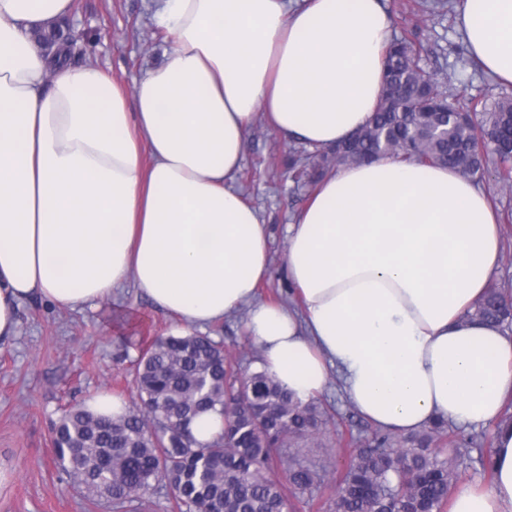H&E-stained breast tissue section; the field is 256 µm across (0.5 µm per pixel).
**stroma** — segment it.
Returning a JSON list of instances; mask_svg holds the SVG:
<instances>
[{
    "label": "stroma",
    "mask_w": 512,
    "mask_h": 512,
    "mask_svg": "<svg viewBox=\"0 0 512 512\" xmlns=\"http://www.w3.org/2000/svg\"><path fill=\"white\" fill-rule=\"evenodd\" d=\"M156 0H73L70 23L85 44L82 62L110 70L125 89L160 61L167 35L152 18ZM432 0H384L392 33L422 42L429 49L426 73L452 92L491 102L512 94L481 69L467 64L455 6L442 15L429 11ZM295 149L264 122L248 132L245 157L235 179L237 190L260 211L271 237L270 276L257 290L260 303L295 310L299 301L285 265L286 227L307 199L298 187L288 156ZM16 337L0 344V512H112L83 498L57 468L52 433L61 409L84 403L100 391L131 401L135 362L141 349L158 336L178 333L176 322L134 286L112 299L80 310L59 308L43 298L26 302ZM239 311L208 326L243 370H258L257 344ZM331 415L321 448H305L310 464L331 458L337 470L348 462V440L370 437L373 427L345 398L337 383L318 397Z\"/></svg>",
    "instance_id": "stroma-1"
}]
</instances>
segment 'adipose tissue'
<instances>
[{
	"instance_id": "1",
	"label": "adipose tissue",
	"mask_w": 512,
	"mask_h": 512,
	"mask_svg": "<svg viewBox=\"0 0 512 512\" xmlns=\"http://www.w3.org/2000/svg\"><path fill=\"white\" fill-rule=\"evenodd\" d=\"M72 0H0V341L34 297L96 305L126 284L188 333L247 309L261 366L299 400L338 376L372 425L493 426L490 486L448 512H512V332L467 312L503 233L475 181L389 158L318 182L288 226L301 312L256 303L258 209L232 185L264 121L308 146L370 118L392 39L382 0H158L160 63L132 93L33 39ZM470 55L512 83V0H458Z\"/></svg>"
}]
</instances>
